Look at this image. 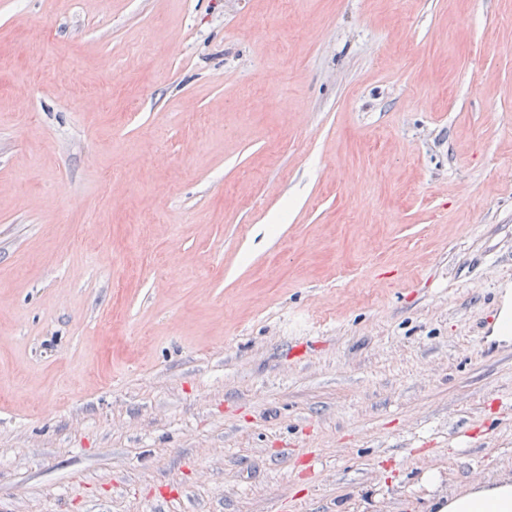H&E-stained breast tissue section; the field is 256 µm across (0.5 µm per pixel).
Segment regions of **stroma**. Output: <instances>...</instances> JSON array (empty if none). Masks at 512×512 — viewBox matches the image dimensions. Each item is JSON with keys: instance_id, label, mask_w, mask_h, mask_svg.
Segmentation results:
<instances>
[{"instance_id": "1", "label": "stroma", "mask_w": 512, "mask_h": 512, "mask_svg": "<svg viewBox=\"0 0 512 512\" xmlns=\"http://www.w3.org/2000/svg\"><path fill=\"white\" fill-rule=\"evenodd\" d=\"M510 311L512 0H0V512H426Z\"/></svg>"}]
</instances>
